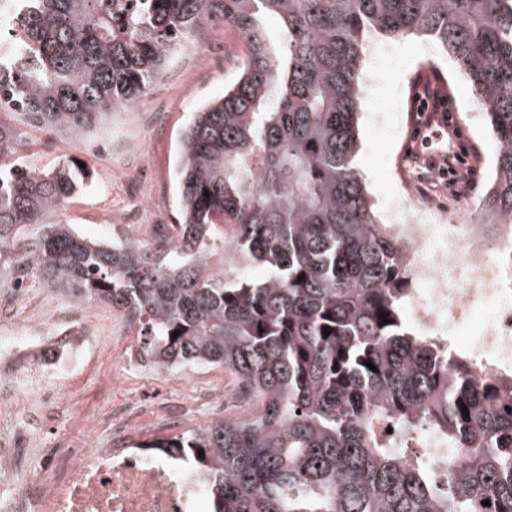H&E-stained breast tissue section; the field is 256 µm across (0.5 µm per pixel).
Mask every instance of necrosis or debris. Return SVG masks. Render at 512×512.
<instances>
[{
    "label": "necrosis or debris",
    "mask_w": 512,
    "mask_h": 512,
    "mask_svg": "<svg viewBox=\"0 0 512 512\" xmlns=\"http://www.w3.org/2000/svg\"><path fill=\"white\" fill-rule=\"evenodd\" d=\"M393 230L410 262L416 287L411 318L465 351L475 375L512 370V225L494 234L477 225L449 221L395 205ZM83 327L98 353L112 344L103 324L90 321L84 307L75 315L59 310L20 324L26 347L67 343ZM45 373H0V512H208L206 493L159 457L130 453L99 433L49 476L36 470L44 458L34 428L56 398L44 391Z\"/></svg>",
    "instance_id": "necrosis-or-debris-1"
}]
</instances>
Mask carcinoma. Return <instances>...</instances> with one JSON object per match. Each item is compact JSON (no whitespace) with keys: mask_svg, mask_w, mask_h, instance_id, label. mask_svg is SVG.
Instances as JSON below:
<instances>
[{"mask_svg":"<svg viewBox=\"0 0 512 512\" xmlns=\"http://www.w3.org/2000/svg\"><path fill=\"white\" fill-rule=\"evenodd\" d=\"M140 2L0 0L23 15L0 36V247L42 225L32 269L135 322L145 366H222L257 400L163 447L192 457L211 512H512V377L478 378L406 326L411 270L354 166L369 38L432 39L498 143L478 223L512 224V0ZM226 21L249 61L181 134L179 223L108 243L54 219L84 173L32 168L22 127L105 124Z\"/></svg>","mask_w":512,"mask_h":512,"instance_id":"carcinoma-1","label":"carcinoma"}]
</instances>
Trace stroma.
<instances>
[{
  "instance_id": "1",
  "label": "stroma",
  "mask_w": 512,
  "mask_h": 512,
  "mask_svg": "<svg viewBox=\"0 0 512 512\" xmlns=\"http://www.w3.org/2000/svg\"><path fill=\"white\" fill-rule=\"evenodd\" d=\"M401 54L393 60L375 63L378 80L362 101L358 115V154L355 165L361 175L376 216L391 223L389 204L406 199L428 213L440 212L448 205V194L434 193L432 200L418 194L417 169L410 167L408 154L413 148L415 130L411 113L405 112L402 92L420 86L422 79L438 78L454 103V118L465 142L476 154L473 165L479 170L476 188L462 199L461 223H474L484 192L491 180L498 146L479 112L466 78L447 54L429 41L412 36L400 38ZM247 62V47L240 31L231 24H213L194 38L192 54L180 67H171L161 76L143 100L137 115L122 114L116 122L99 127L92 135L61 136L34 127L27 131L24 154L37 168L56 160L70 159L84 164L92 184L83 195L71 200L60 220L73 224L85 236L108 240L112 216L135 209L140 203L136 187H144L153 200V219L158 224H173L178 219L177 190L174 178L176 147L191 112L220 96ZM384 102L391 112V131L377 137L371 112L376 102ZM124 129L137 142L133 153L101 151V144L112 141L115 129ZM20 254L12 247L0 250V268L6 283L0 287V306H8L17 320L40 314L47 284L35 273L20 274ZM182 401L189 411L183 421H170L157 427L128 433L121 439L125 448H147L179 435L206 427L223 418L220 409L207 407L204 398L217 381L233 384L232 374L224 368L206 367L202 372L185 369ZM139 376L122 375L120 369L96 365L86 359L81 371V396L78 404L60 401L54 410V428L44 437V445L56 448L79 447L84 431L79 420L110 427L113 408L125 402V386H138Z\"/></svg>"
}]
</instances>
